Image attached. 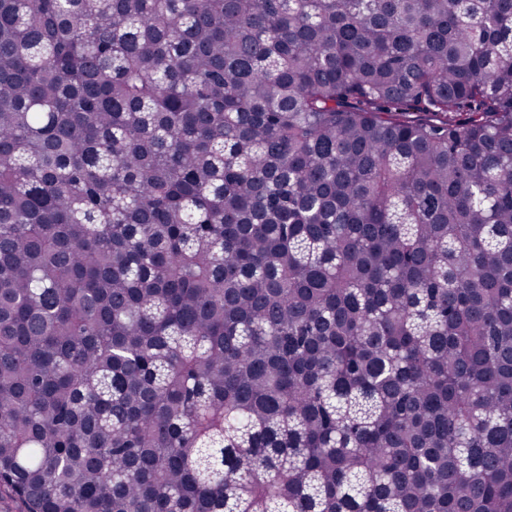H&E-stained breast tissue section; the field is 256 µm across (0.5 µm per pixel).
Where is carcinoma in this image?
Masks as SVG:
<instances>
[{"instance_id": "obj_1", "label": "carcinoma", "mask_w": 512, "mask_h": 512, "mask_svg": "<svg viewBox=\"0 0 512 512\" xmlns=\"http://www.w3.org/2000/svg\"><path fill=\"white\" fill-rule=\"evenodd\" d=\"M0 492L512 512V0H0Z\"/></svg>"}]
</instances>
